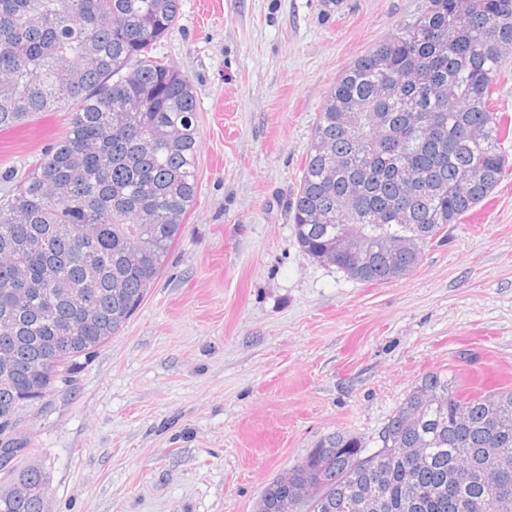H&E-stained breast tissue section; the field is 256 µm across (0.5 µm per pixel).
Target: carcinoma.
Listing matches in <instances>:
<instances>
[{"label":"carcinoma","mask_w":512,"mask_h":512,"mask_svg":"<svg viewBox=\"0 0 512 512\" xmlns=\"http://www.w3.org/2000/svg\"><path fill=\"white\" fill-rule=\"evenodd\" d=\"M179 0H0V128L67 113L64 137L0 204V436L77 359L105 344L160 277L196 203L197 102L188 76L152 55L173 32ZM512 56V0H426L358 56L318 113L290 206L304 255L348 278L408 275L424 246L497 186L508 160L489 106ZM346 112L356 122H341ZM365 258L336 251L350 230ZM370 452L334 432L265 487L261 512H286L305 485L306 512H358L369 484L379 512H512V389L463 397L428 373ZM21 485L0 512H43L44 470H10Z\"/></svg>","instance_id":"cac0c4a2"}]
</instances>
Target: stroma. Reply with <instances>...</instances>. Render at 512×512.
I'll return each instance as SVG.
<instances>
[{
  "instance_id": "35a3bbf8",
  "label": "stroma",
  "mask_w": 512,
  "mask_h": 512,
  "mask_svg": "<svg viewBox=\"0 0 512 512\" xmlns=\"http://www.w3.org/2000/svg\"><path fill=\"white\" fill-rule=\"evenodd\" d=\"M424 2L180 0L153 54L194 87L196 204L124 328L20 412L49 512H254L328 434L379 448L427 373L512 388V167L384 284L308 259L288 213L338 76ZM65 130L0 129V198Z\"/></svg>"
}]
</instances>
